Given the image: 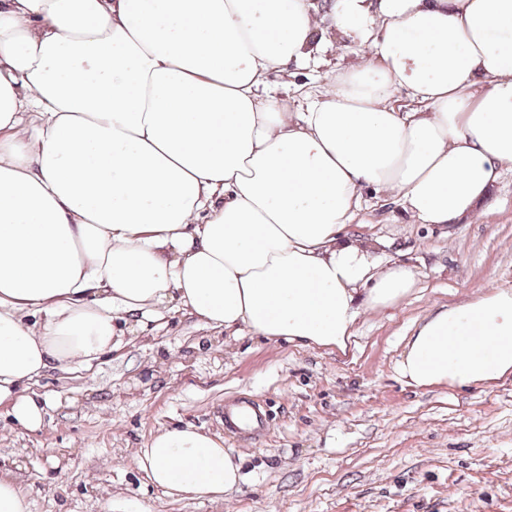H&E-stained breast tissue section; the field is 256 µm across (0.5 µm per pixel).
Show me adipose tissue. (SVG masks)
<instances>
[{
	"label": "adipose tissue",
	"instance_id": "obj_1",
	"mask_svg": "<svg viewBox=\"0 0 512 512\" xmlns=\"http://www.w3.org/2000/svg\"><path fill=\"white\" fill-rule=\"evenodd\" d=\"M371 63L303 108L261 95L309 59L311 0H0V404L87 366L124 315L171 302L212 328L346 351L360 309L415 284L345 229L369 190L421 224L475 212L512 167V0H336ZM405 91L412 109L396 108ZM419 387L512 375V289L438 310L398 363ZM137 463L170 495L243 478L222 438L174 426Z\"/></svg>",
	"mask_w": 512,
	"mask_h": 512
}]
</instances>
